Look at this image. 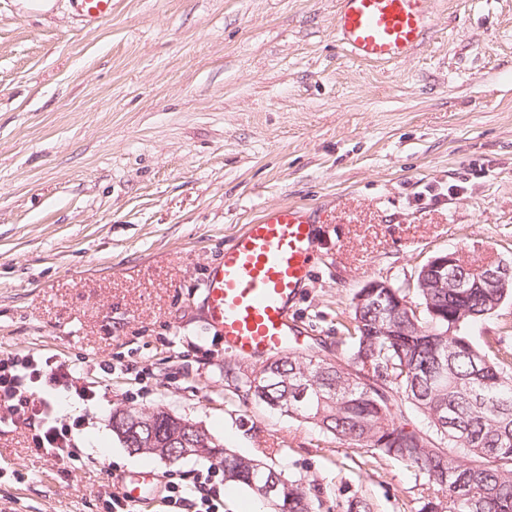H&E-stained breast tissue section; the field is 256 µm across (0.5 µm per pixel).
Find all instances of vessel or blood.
Returning a JSON list of instances; mask_svg holds the SVG:
<instances>
[{
	"instance_id": "vessel-or-blood-1",
	"label": "vessel or blood",
	"mask_w": 512,
	"mask_h": 512,
	"mask_svg": "<svg viewBox=\"0 0 512 512\" xmlns=\"http://www.w3.org/2000/svg\"><path fill=\"white\" fill-rule=\"evenodd\" d=\"M428 0H339L338 42L364 61L409 58L426 26ZM91 21L112 14V0H72ZM320 214L308 206L273 208L234 236L205 284L207 318L235 358L258 359L298 344L302 327L290 307L310 276ZM116 492L130 506L160 495L154 471L121 477Z\"/></svg>"
}]
</instances>
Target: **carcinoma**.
I'll return each mask as SVG.
<instances>
[{"mask_svg":"<svg viewBox=\"0 0 512 512\" xmlns=\"http://www.w3.org/2000/svg\"><path fill=\"white\" fill-rule=\"evenodd\" d=\"M454 264L444 276L428 261L407 287L357 290L345 335L325 353L292 349L266 359L258 385L235 373L245 400L304 420L336 441L403 464L422 482L417 512H512V353L479 344L471 327L512 297V279L486 280ZM140 413L112 412V431ZM155 434L179 428L163 406L146 410ZM421 424H416V420ZM190 458L216 461L224 481L257 493L278 483L273 512H320L321 492L243 457L213 438Z\"/></svg>","mask_w":512,"mask_h":512,"instance_id":"1","label":"carcinoma"}]
</instances>
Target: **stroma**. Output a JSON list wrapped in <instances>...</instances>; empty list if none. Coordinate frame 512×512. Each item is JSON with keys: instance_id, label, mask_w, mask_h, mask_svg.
<instances>
[{"instance_id": "stroma-1", "label": "stroma", "mask_w": 512, "mask_h": 512, "mask_svg": "<svg viewBox=\"0 0 512 512\" xmlns=\"http://www.w3.org/2000/svg\"><path fill=\"white\" fill-rule=\"evenodd\" d=\"M339 0H112L103 22L70 0H0V358L65 360L94 404L80 459L0 428V512H108L122 474L193 487L208 462L132 454L117 408L157 405L236 453L315 483L326 512L362 496L416 512L418 481L311 424L243 401L206 321L204 287L262 211L305 204L311 278L292 307L301 343L342 335L353 294L411 282L431 256L512 261V0H429L401 62L351 57ZM110 362L105 374L101 362Z\"/></svg>"}]
</instances>
